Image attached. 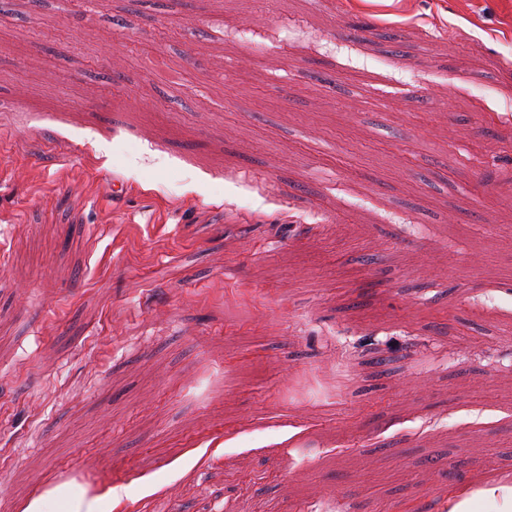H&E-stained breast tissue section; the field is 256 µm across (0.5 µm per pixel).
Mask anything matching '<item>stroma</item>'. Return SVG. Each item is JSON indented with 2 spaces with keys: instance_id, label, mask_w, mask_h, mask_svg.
Wrapping results in <instances>:
<instances>
[{
  "instance_id": "35a3bbf8",
  "label": "stroma",
  "mask_w": 512,
  "mask_h": 512,
  "mask_svg": "<svg viewBox=\"0 0 512 512\" xmlns=\"http://www.w3.org/2000/svg\"><path fill=\"white\" fill-rule=\"evenodd\" d=\"M220 468L512 512V0L0 13V512Z\"/></svg>"
}]
</instances>
